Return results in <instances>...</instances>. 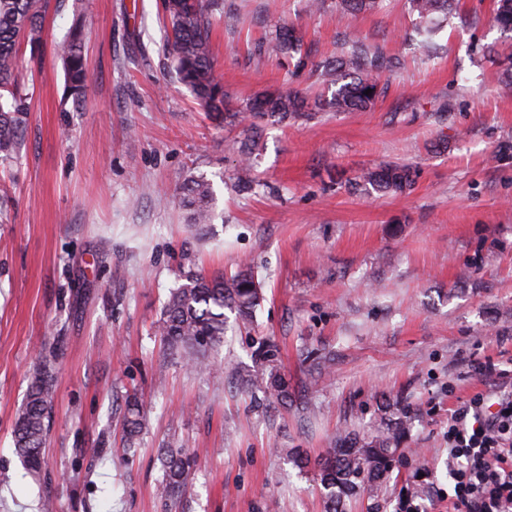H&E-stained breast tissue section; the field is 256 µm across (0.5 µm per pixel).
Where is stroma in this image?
I'll use <instances>...</instances> for the list:
<instances>
[{"instance_id":"obj_1","label":"stroma","mask_w":512,"mask_h":512,"mask_svg":"<svg viewBox=\"0 0 512 512\" xmlns=\"http://www.w3.org/2000/svg\"><path fill=\"white\" fill-rule=\"evenodd\" d=\"M224 0L215 75L243 101L288 88L325 94L318 73L286 75L260 56L265 34L296 29L311 62L360 34L401 65L373 110L257 119V182L239 192L237 127L206 118L162 54L158 0H50L41 55L22 47L28 96L20 150L0 159V512H323L322 487L283 451L318 458L344 430L373 431L384 401L412 409L415 453L387 488L350 512H395L416 468L425 512H449L448 415L493 389L512 391V78L488 52L512 50L494 0H460L427 55L406 0L353 15L326 0ZM82 14L88 87L65 93L55 45ZM379 163L408 165L404 193L357 185ZM206 177L208 231L188 224L179 191ZM250 261L266 281L254 333L228 331L197 373L156 326L184 272L232 274ZM305 381L307 353L327 361L301 420L256 404L225 368L253 366L257 337ZM54 353V399L40 473L16 454L13 426L29 373ZM143 404L135 449L125 401ZM164 448L201 449L179 503L156 494Z\"/></svg>"}]
</instances>
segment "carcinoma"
Here are the masks:
<instances>
[{"instance_id": "carcinoma-1", "label": "carcinoma", "mask_w": 512, "mask_h": 512, "mask_svg": "<svg viewBox=\"0 0 512 512\" xmlns=\"http://www.w3.org/2000/svg\"><path fill=\"white\" fill-rule=\"evenodd\" d=\"M382 0H338V5L352 13L373 12ZM420 22L432 21L438 14H448L453 0H409ZM48 0H0V156L9 158L20 145V136L28 112L26 98L17 89L16 62L22 43L31 52L42 43V18ZM165 36L162 50L177 77L195 96L204 112L222 127L233 123L241 127L236 141L241 160L246 162L258 150L253 131L254 120L262 116L280 119L295 118L308 111V99L297 90L259 95L240 108L230 107L223 87L213 75L214 59L211 34L214 14L223 10L222 0H160ZM260 51L268 57L293 62L301 71L308 66L309 55L295 29L279 27L269 34ZM56 57L62 62L67 95L77 103L88 81L81 23L55 45ZM398 61L381 49L368 45L364 38L345 41L333 60L315 65V70L336 91L329 99L314 104L336 112H358L373 108L384 96L385 77L394 71ZM371 93H366V90ZM358 179L382 192H404L414 183L413 172L406 165L379 164L363 171ZM189 211L190 221L198 229L212 222V189L204 179L192 178L185 184L180 198ZM263 300L262 281L248 264L235 275L189 273L185 282L173 289L165 303L157 333L164 345L196 371L209 368L207 352L223 341L228 329L224 310L235 316L238 324L253 322ZM255 360L264 368H232L229 375L237 378L254 395L285 403L296 411L307 407L301 390L281 374L273 364L274 344L260 338L254 352ZM53 375L50 360L43 356L34 365L27 400L19 411L13 431L16 453L30 472L42 467V448L48 433L51 412ZM394 416L385 419L375 431L362 434L351 430L340 434L335 446L316 463L317 475L326 490V512H346L347 502L361 494L386 487L394 471L407 462L406 441L411 425V409L396 402ZM126 434L134 444L142 428L141 404L132 397L126 401ZM197 455L188 456L169 451L164 474L158 485L159 497L175 503L195 479Z\"/></svg>"}]
</instances>
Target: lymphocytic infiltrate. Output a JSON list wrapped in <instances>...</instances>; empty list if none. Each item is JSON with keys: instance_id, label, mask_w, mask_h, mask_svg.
<instances>
[{"instance_id": "f902f5d3", "label": "lymphocytic infiltrate", "mask_w": 512, "mask_h": 512, "mask_svg": "<svg viewBox=\"0 0 512 512\" xmlns=\"http://www.w3.org/2000/svg\"><path fill=\"white\" fill-rule=\"evenodd\" d=\"M454 512H512V394L479 393L448 417Z\"/></svg>"}]
</instances>
